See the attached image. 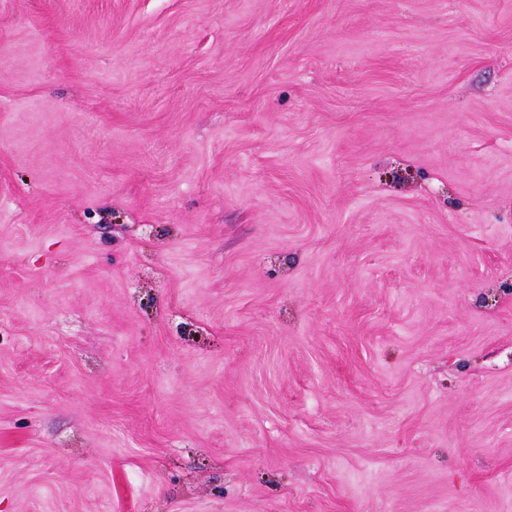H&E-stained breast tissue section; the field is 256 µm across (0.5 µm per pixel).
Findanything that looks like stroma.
Here are the masks:
<instances>
[{"label": "stroma", "mask_w": 512, "mask_h": 512, "mask_svg": "<svg viewBox=\"0 0 512 512\" xmlns=\"http://www.w3.org/2000/svg\"><path fill=\"white\" fill-rule=\"evenodd\" d=\"M512 0H0V512H512Z\"/></svg>", "instance_id": "1"}]
</instances>
